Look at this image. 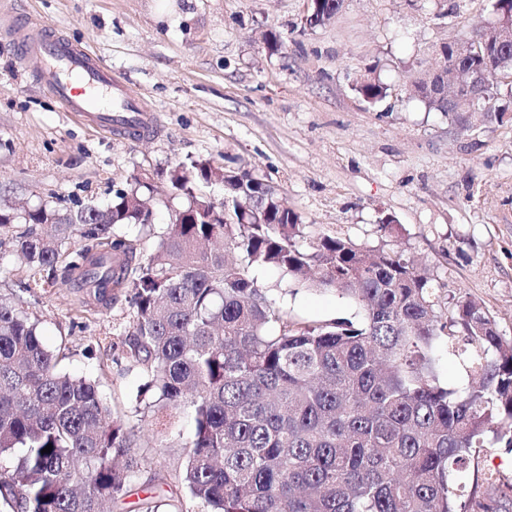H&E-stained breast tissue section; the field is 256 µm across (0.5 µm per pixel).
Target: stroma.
<instances>
[{
  "mask_svg": "<svg viewBox=\"0 0 512 512\" xmlns=\"http://www.w3.org/2000/svg\"><path fill=\"white\" fill-rule=\"evenodd\" d=\"M494 3L345 0L331 23L299 34L289 27L306 0H0V201L105 204L137 176L153 187L146 200L160 227L184 204L168 188L177 164L245 166L300 215L299 245L328 235L412 254L440 310L475 299L512 340V95L497 99L503 118L465 127L406 83L435 66L441 44L492 22ZM16 19L50 25L97 55L155 116V129L122 137L65 112L20 55ZM270 29L283 32L284 48L265 47ZM368 72L386 89L374 104L354 89ZM387 215L394 222L385 226ZM23 274L17 249L0 246V296L20 298L60 369L96 381L135 429L146 462L121 508L138 512L144 483L182 471L194 410L176 409L165 437L137 415L148 378L126 353L128 299L88 306L69 287L33 298L18 286ZM259 278L307 321L355 314L336 292L281 271Z\"/></svg>",
  "mask_w": 512,
  "mask_h": 512,
  "instance_id": "35a3bbf8",
  "label": "stroma"
}]
</instances>
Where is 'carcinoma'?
Segmentation results:
<instances>
[{
  "instance_id": "obj_1",
  "label": "carcinoma",
  "mask_w": 512,
  "mask_h": 512,
  "mask_svg": "<svg viewBox=\"0 0 512 512\" xmlns=\"http://www.w3.org/2000/svg\"><path fill=\"white\" fill-rule=\"evenodd\" d=\"M343 2L311 0L299 32L331 22ZM466 42L457 56L442 44L438 67L480 71L484 117L497 119L489 99L512 85V45L485 28ZM430 75L412 86L446 112L448 95L426 91ZM354 88L367 102L385 96L368 75ZM168 183L186 205L149 251L119 232L152 223L138 178L100 208L20 217L3 204L0 247L21 218V288L68 283L105 307L129 297L127 354L158 392L148 405L156 435L173 429L181 403L195 412L175 483L210 512H509L512 482L496 471L464 495L480 449H512V342L480 303L464 298L441 314L430 278L401 251L329 236L301 248L300 216L250 169L191 159ZM203 183L222 185V200L199 194ZM264 269L332 289L361 316L303 322L258 281ZM443 337L471 377L464 388L440 384ZM143 462L96 384L60 371L38 319L0 297V507L104 512Z\"/></svg>"
}]
</instances>
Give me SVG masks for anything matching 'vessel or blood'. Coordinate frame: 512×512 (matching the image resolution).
<instances>
[{
	"mask_svg": "<svg viewBox=\"0 0 512 512\" xmlns=\"http://www.w3.org/2000/svg\"><path fill=\"white\" fill-rule=\"evenodd\" d=\"M13 30L26 58L36 63L40 82L65 111L108 131L115 130L112 118L117 113L134 114L135 130L152 128L153 115L140 108L123 80L89 50L25 23L14 25Z\"/></svg>",
	"mask_w": 512,
	"mask_h": 512,
	"instance_id": "1",
	"label": "vessel or blood"
}]
</instances>
